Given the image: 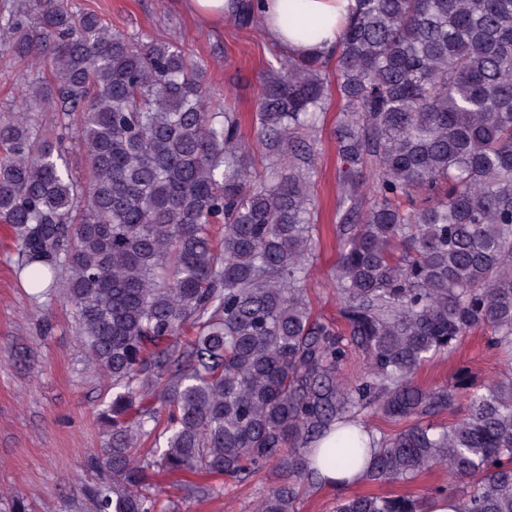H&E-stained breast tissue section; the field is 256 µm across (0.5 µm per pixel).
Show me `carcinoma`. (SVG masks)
Here are the masks:
<instances>
[{"mask_svg":"<svg viewBox=\"0 0 512 512\" xmlns=\"http://www.w3.org/2000/svg\"><path fill=\"white\" fill-rule=\"evenodd\" d=\"M0 53L20 79L0 112L15 274L39 307H72L86 361L112 380L104 445L83 463L97 512H158L152 472L243 480L269 465L256 512H297L321 468L359 464L352 431L311 453L365 410L405 422L377 441L366 483L441 465L463 484L459 512H512V376L446 427L433 418L459 393L415 380L476 331L512 353V0H357L331 52L275 56L257 184L236 113L213 108L179 41L141 42L70 0H0ZM334 97L344 333L306 295L309 139ZM344 335L368 356L349 379ZM441 495L356 494L336 512H429Z\"/></svg>","mask_w":512,"mask_h":512,"instance_id":"1","label":"carcinoma"}]
</instances>
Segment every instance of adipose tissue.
Returning a JSON list of instances; mask_svg holds the SVG:
<instances>
[{
  "instance_id": "1",
  "label": "adipose tissue",
  "mask_w": 512,
  "mask_h": 512,
  "mask_svg": "<svg viewBox=\"0 0 512 512\" xmlns=\"http://www.w3.org/2000/svg\"><path fill=\"white\" fill-rule=\"evenodd\" d=\"M282 0H258L257 8L267 39L294 55L326 54L342 34L355 0H292L294 20L281 18ZM312 23L303 32V23Z\"/></svg>"
}]
</instances>
